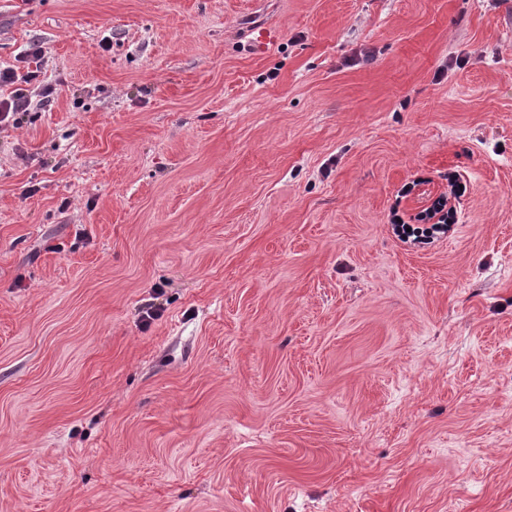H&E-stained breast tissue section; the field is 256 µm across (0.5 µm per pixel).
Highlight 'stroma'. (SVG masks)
<instances>
[{
	"label": "stroma",
	"instance_id": "35a3bbf8",
	"mask_svg": "<svg viewBox=\"0 0 512 512\" xmlns=\"http://www.w3.org/2000/svg\"><path fill=\"white\" fill-rule=\"evenodd\" d=\"M33 42L0 512H512V0H0ZM460 181L457 175H448V193H441L430 206L422 209L415 215L400 214L394 207L390 214L392 232L403 243L411 235L417 234L429 237L434 233H447L452 224L457 223L456 201L462 193ZM429 224L425 227H414L413 224ZM411 228V232H407Z\"/></svg>",
	"mask_w": 512,
	"mask_h": 512
}]
</instances>
